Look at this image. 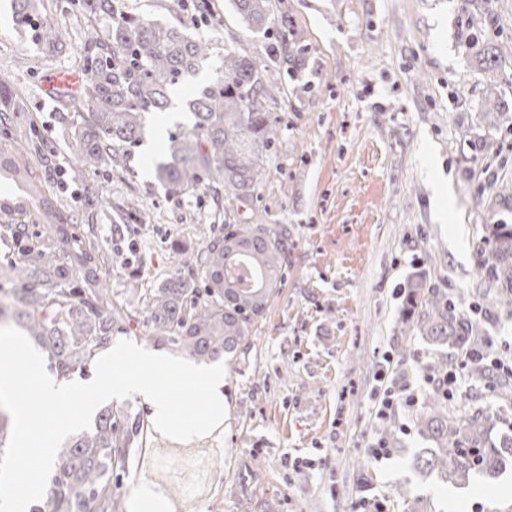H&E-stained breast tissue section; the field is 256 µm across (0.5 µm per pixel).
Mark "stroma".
Returning a JSON list of instances; mask_svg holds the SVG:
<instances>
[{"instance_id":"1","label":"stroma","mask_w":512,"mask_h":512,"mask_svg":"<svg viewBox=\"0 0 512 512\" xmlns=\"http://www.w3.org/2000/svg\"><path fill=\"white\" fill-rule=\"evenodd\" d=\"M126 14L164 23L197 17L193 35L211 42V65L170 94L167 111L145 115L142 146L75 177L68 144L88 119L58 95L81 82L84 34L76 0H40L35 25L70 33L48 52L33 27L0 8V76L22 88L26 111L9 116L18 162L30 163L99 261L100 285L123 313V338L155 353L141 315L142 291L194 259L225 223L284 229L288 262L273 300L236 352L225 355L224 435L188 443L162 437L155 409L136 395L112 401L117 418H136L141 435L112 475L119 512L142 488L167 512H411L409 485L425 512H512V457L493 478L464 486L419 476L413 456L427 442L413 421L435 382L432 348L402 321L400 290L426 276L467 302L486 292L474 248L490 224H512V200L479 196L512 180V56L489 82L466 44L485 13L496 42H512V0H275L299 60L269 52L275 30L249 31L230 0H116ZM261 55L268 108L282 129L253 202L214 215V194L198 188L168 197L155 164L171 133L189 123L188 103L211 79L225 47ZM109 205L87 214V188ZM138 204L149 223L118 220ZM399 446L382 449L377 412L386 390ZM493 407L495 443L512 436V400L486 386H461L450 408L466 417Z\"/></svg>"}]
</instances>
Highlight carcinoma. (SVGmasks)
Segmentation results:
<instances>
[{
  "mask_svg": "<svg viewBox=\"0 0 512 512\" xmlns=\"http://www.w3.org/2000/svg\"><path fill=\"white\" fill-rule=\"evenodd\" d=\"M245 26L267 32L273 20L272 0H232ZM36 0H11L13 21L29 25ZM87 24L78 102L89 112L84 126L72 134L70 154L84 170L99 167L119 148L142 141L143 116L164 112L169 93L200 73L211 54V44L195 38L185 22L161 23L120 14L115 0H81ZM101 20L107 28L98 29ZM36 37L55 47L64 43L63 30L51 24L36 28ZM488 37H474L471 50L483 58L484 70L496 76L500 47L490 48ZM276 43L284 61L299 58L300 48L280 26ZM209 82L189 103L192 126L170 136L168 157L155 165L156 178L170 197H179L201 185L224 189V209L254 198L264 171V158L278 136L276 121L267 108L266 65L234 48H224V60ZM20 90L0 78V117L24 112ZM13 181L18 191L0 196V218L36 213L56 225L50 245L24 244L20 258L0 267V279L20 282L13 292L12 320L39 345L58 374L65 377L75 365L92 360L98 350L122 332L118 319L104 313L107 299L98 288V259L80 246L71 223L53 198L43 191L29 166L0 153V179ZM488 235L476 250L477 268L489 285L502 288L501 297L486 305L462 308L455 297L428 286L426 278L412 281L405 292L403 313L429 345L460 350L467 356L469 387L488 380L485 354L491 337L481 333V322L496 307L512 311V225L489 224ZM286 262L283 233L267 224L241 228L224 225V236L202 249L196 263L203 266L206 299L199 300L190 266L183 261L155 288L145 289V317L155 335L195 359L214 360L233 352L245 338L254 317L260 315L272 292L283 280ZM77 276L82 287L68 293L62 281ZM450 390L429 395L416 417L420 434L434 444L416 456V468L436 473L445 483L464 485L475 474L499 470L502 450L491 441L498 416L491 409L460 418L448 412ZM139 421L115 419L112 411L98 413L94 427L63 443L59 468L48 492V512H117L112 498V471L125 463L126 448L137 434Z\"/></svg>",
  "mask_w": 512,
  "mask_h": 512,
  "instance_id": "cac0c4a2",
  "label": "carcinoma"
}]
</instances>
